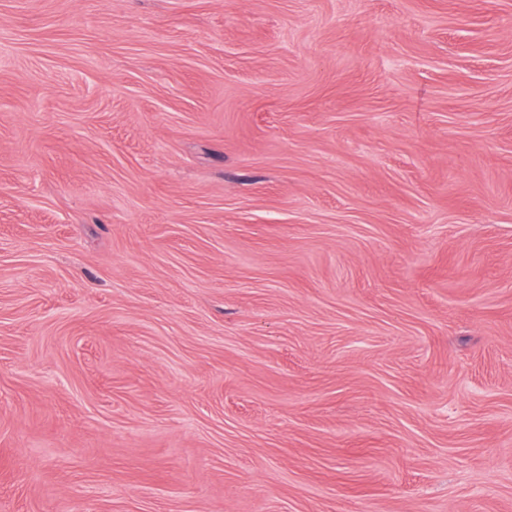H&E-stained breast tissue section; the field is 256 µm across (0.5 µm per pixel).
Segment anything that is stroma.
I'll use <instances>...</instances> for the list:
<instances>
[{
    "instance_id": "1",
    "label": "stroma",
    "mask_w": 512,
    "mask_h": 512,
    "mask_svg": "<svg viewBox=\"0 0 512 512\" xmlns=\"http://www.w3.org/2000/svg\"><path fill=\"white\" fill-rule=\"evenodd\" d=\"M0 512H512V0H0Z\"/></svg>"
}]
</instances>
